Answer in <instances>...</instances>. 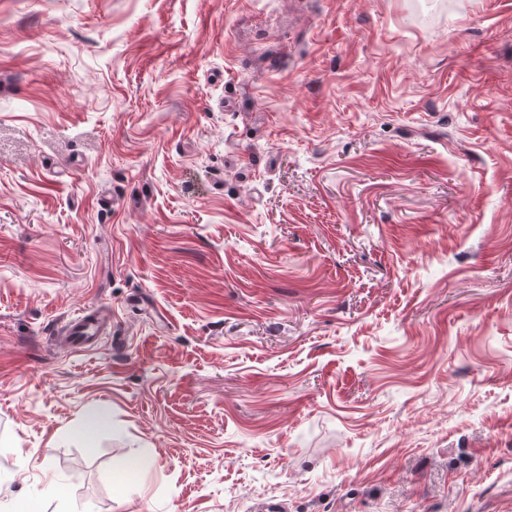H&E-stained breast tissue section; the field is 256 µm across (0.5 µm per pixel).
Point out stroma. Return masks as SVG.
<instances>
[{
	"instance_id": "1",
	"label": "stroma",
	"mask_w": 512,
	"mask_h": 512,
	"mask_svg": "<svg viewBox=\"0 0 512 512\" xmlns=\"http://www.w3.org/2000/svg\"><path fill=\"white\" fill-rule=\"evenodd\" d=\"M23 506L512 512V0H0ZM109 319L110 313L103 310L76 317L64 327L58 339L73 350L89 348Z\"/></svg>"
}]
</instances>
